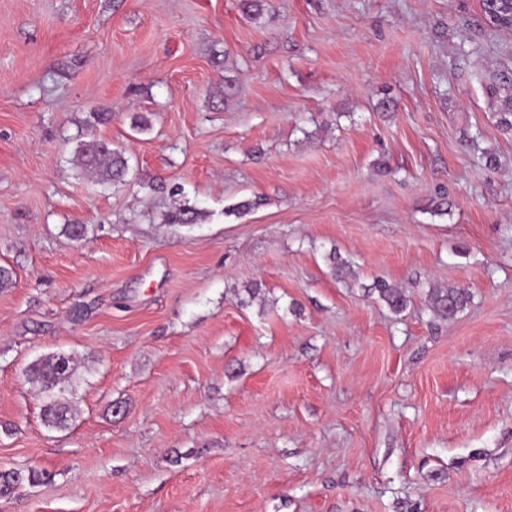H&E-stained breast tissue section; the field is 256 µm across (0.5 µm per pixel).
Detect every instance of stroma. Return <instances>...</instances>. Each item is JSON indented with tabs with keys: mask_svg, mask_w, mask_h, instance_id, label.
I'll return each mask as SVG.
<instances>
[{
	"mask_svg": "<svg viewBox=\"0 0 512 512\" xmlns=\"http://www.w3.org/2000/svg\"><path fill=\"white\" fill-rule=\"evenodd\" d=\"M509 77L481 0H0V512H512ZM76 159L81 168L92 171L102 183L121 182L128 167L120 153L112 150L110 144L97 139L80 143ZM378 292V296L383 300L391 310L394 312H401L407 306V300L405 299L402 291L395 287L392 283L384 279H380L374 286ZM468 299V291L457 287L434 288L430 291L429 297L432 311L446 319L455 316ZM74 371L73 358L64 353L35 362L26 371L28 380L45 394L42 416L48 426L59 429L67 427L71 409L69 399L64 396L66 383H70Z\"/></svg>",
	"mask_w": 512,
	"mask_h": 512,
	"instance_id": "stroma-1",
	"label": "stroma"
}]
</instances>
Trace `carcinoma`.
Listing matches in <instances>:
<instances>
[{"label":"carcinoma","instance_id":"cac0c4a2","mask_svg":"<svg viewBox=\"0 0 512 512\" xmlns=\"http://www.w3.org/2000/svg\"><path fill=\"white\" fill-rule=\"evenodd\" d=\"M76 159L81 168L92 171L102 183L121 182L127 170L126 159L112 150L110 144L97 139L91 143H80ZM375 290L391 310L401 312L406 308L407 300L402 291L388 281L378 280ZM468 299V291L457 287L434 288L430 291L429 297L432 311L446 319L455 316ZM74 371L73 358L64 353H57L35 362L26 371L28 380L39 386L45 394L42 416L45 423L51 427H67L70 404L65 394Z\"/></svg>","mask_w":512,"mask_h":512}]
</instances>
